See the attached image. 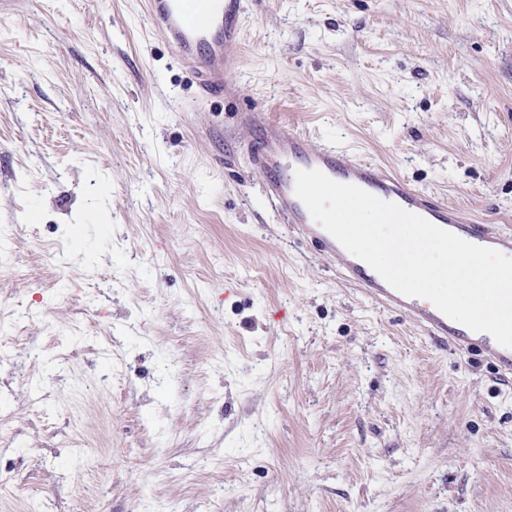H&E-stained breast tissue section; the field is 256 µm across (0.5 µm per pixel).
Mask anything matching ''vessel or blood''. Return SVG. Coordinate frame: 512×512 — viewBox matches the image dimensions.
Instances as JSON below:
<instances>
[{
    "label": "vessel or blood",
    "mask_w": 512,
    "mask_h": 512,
    "mask_svg": "<svg viewBox=\"0 0 512 512\" xmlns=\"http://www.w3.org/2000/svg\"><path fill=\"white\" fill-rule=\"evenodd\" d=\"M243 13L244 0H145L142 18L145 27L164 40L193 76L200 95L210 97L229 90V78L241 55ZM239 119L255 133L249 162L264 176L266 197L322 257L339 259L346 278L365 296L404 313L433 341L457 351L479 349L499 370L512 373V349L500 346L489 334L451 320L432 304L400 294L368 264L349 253L312 218L297 197L295 173L300 169L321 170L334 181L356 185L396 203L472 244L512 256L511 233H494L482 221L462 219L457 208L410 185L382 165L361 161L335 146H313L305 133L266 121L259 109L241 112Z\"/></svg>",
    "instance_id": "1"
}]
</instances>
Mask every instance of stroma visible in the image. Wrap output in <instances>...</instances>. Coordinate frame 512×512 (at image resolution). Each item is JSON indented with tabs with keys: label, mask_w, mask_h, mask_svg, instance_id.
I'll use <instances>...</instances> for the list:
<instances>
[{
	"label": "stroma",
	"mask_w": 512,
	"mask_h": 512,
	"mask_svg": "<svg viewBox=\"0 0 512 512\" xmlns=\"http://www.w3.org/2000/svg\"><path fill=\"white\" fill-rule=\"evenodd\" d=\"M230 81L140 0H0V512H512V374L315 255L236 122L512 230V0H246Z\"/></svg>",
	"instance_id": "1"
}]
</instances>
